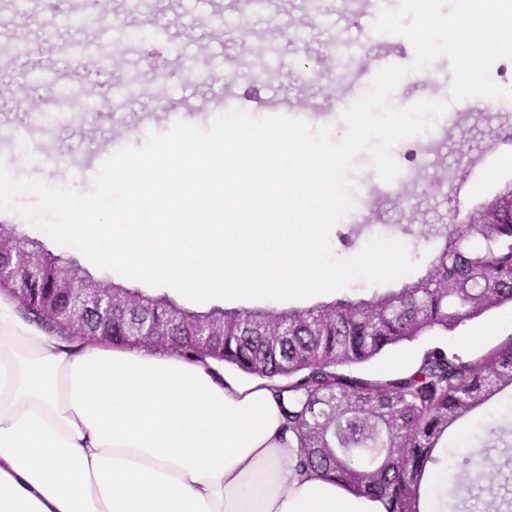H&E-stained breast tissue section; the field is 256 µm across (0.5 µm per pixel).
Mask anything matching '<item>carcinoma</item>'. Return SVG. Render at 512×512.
Instances as JSON below:
<instances>
[{
  "label": "carcinoma",
  "instance_id": "carcinoma-1",
  "mask_svg": "<svg viewBox=\"0 0 512 512\" xmlns=\"http://www.w3.org/2000/svg\"><path fill=\"white\" fill-rule=\"evenodd\" d=\"M63 23L86 30L90 21L76 2ZM124 39L140 45L161 40L160 28L129 27ZM426 273L399 288L288 309L189 310L167 293H146L112 283L123 316L112 321L104 344L134 347L131 323L159 335L154 349L191 362L211 359L270 381L280 403L283 432L298 441L297 468L315 471L357 494L376 495L387 512H421L423 481L440 466L437 448L458 419L512 387V341L474 359L441 346L426 349L414 368L381 378L360 369L391 349L423 336H444L466 321L512 307V214L494 224H443ZM54 264L89 277L77 261L49 255ZM30 287L48 295L52 268ZM23 316L46 333L67 338L35 304ZM224 321V335L197 342L198 328Z\"/></svg>",
  "mask_w": 512,
  "mask_h": 512
}]
</instances>
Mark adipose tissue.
I'll use <instances>...</instances> for the list:
<instances>
[{"instance_id": "ef3b65f1", "label": "adipose tissue", "mask_w": 512, "mask_h": 512, "mask_svg": "<svg viewBox=\"0 0 512 512\" xmlns=\"http://www.w3.org/2000/svg\"><path fill=\"white\" fill-rule=\"evenodd\" d=\"M265 381L47 335L0 301V512H387L295 470Z\"/></svg>"}]
</instances>
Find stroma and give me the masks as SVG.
<instances>
[{
    "instance_id": "obj_1",
    "label": "stroma",
    "mask_w": 512,
    "mask_h": 512,
    "mask_svg": "<svg viewBox=\"0 0 512 512\" xmlns=\"http://www.w3.org/2000/svg\"><path fill=\"white\" fill-rule=\"evenodd\" d=\"M129 2L105 0L104 19L87 31L97 46L88 62L67 55L65 47L75 34L59 17L42 13L40 0L30 2L38 24L27 31L16 28L9 0H0V41L27 44V52L15 59V70L38 75L45 97H54L62 86L90 89L108 79L112 101L122 105L119 111L95 112L81 122L62 116L37 122L33 113L39 102H31L29 111L15 112L11 99L0 97V162L13 176L89 191L94 180L91 168L99 153L116 145H142L148 132L170 127L173 111L187 122L207 126L228 102L255 117L268 115L274 104L289 113H317L340 134L345 126L334 122L333 115L364 93V76L385 60L409 64L414 59L406 39L373 38L366 13L355 12L352 0H324L321 14L308 9L304 0H275L270 9L248 18L244 36L218 28L215 22L219 14L229 12L232 0H168L167 37L175 49L159 61L120 45L119 25H143L148 20L146 12L132 11ZM298 32L306 37L305 48L292 41ZM342 35L357 45L348 62L330 45L331 38ZM230 55L243 59L235 82H210L191 89L181 83L188 63L220 72ZM306 59L321 69L317 81H305L299 63ZM450 73L448 59L441 58L418 75L406 76L392 104L403 107L421 99L448 98L449 83H434L433 77ZM160 84L167 85L175 101L172 110L158 108L150 97L151 89ZM455 107L452 118H439L430 132L395 145L401 176L397 189L382 184L367 156L357 158L350 175L356 189V218L340 220L332 229L330 242L336 256H354L376 237L396 239L407 244L418 273H425L435 245L433 229L465 217L512 185V100H500L487 110L474 107L467 98ZM486 322L495 324L496 331L484 340L480 333ZM511 340L512 310L500 308L448 335L427 336L392 350L363 372L380 377L406 371L434 345L472 359ZM488 421L512 428V389L457 420L448 430L450 446L463 454L479 447L480 427ZM431 478L435 495L456 492L451 505L457 510L477 505L488 487L512 500V447L487 449L481 471L458 472L447 461Z\"/></svg>"
}]
</instances>
